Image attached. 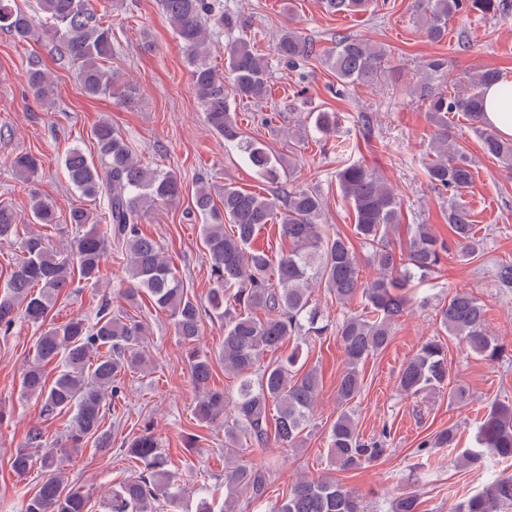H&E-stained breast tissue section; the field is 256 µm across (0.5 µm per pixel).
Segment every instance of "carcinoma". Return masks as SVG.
<instances>
[{
    "mask_svg": "<svg viewBox=\"0 0 512 512\" xmlns=\"http://www.w3.org/2000/svg\"><path fill=\"white\" fill-rule=\"evenodd\" d=\"M369 2L324 0V5L331 13H360L367 10ZM162 6L186 52L206 122L278 192L263 196L228 182L216 200L211 186L196 189L194 209L205 219L201 244L211 276L204 305L184 288L161 245L141 230V222L153 206L180 198V178L143 163L112 123L101 120L92 129L98 160L73 148L64 166L69 181L84 197L106 198V228L97 226L93 212L76 207L69 214L74 236L66 247L57 249L47 236L27 224L20 225L10 206L0 205V239H13L20 248V259L0 288V331L9 333L20 314L43 326L59 293L76 277L98 285L103 260L108 251H115L124 263L127 287L120 290L123 299L134 307L142 296H148L157 309L168 313L175 335L189 346L190 375L198 391L193 414L201 423H219L224 428V461H234V466L224 469V509L236 512L241 496L262 498L275 476L269 464L242 459L243 450L263 453L272 446H295L319 395L318 373L300 365L299 349L268 362L264 355L276 353L291 340L302 338L312 343L334 333L345 356V368L336 383V401L340 406L351 403L362 389L360 365L389 345L393 326L410 309L414 282L436 273L450 247L427 224L415 225L405 243L395 245L400 200L374 170L349 163L337 173V185L353 209L355 234L368 251V262L378 270L377 277L363 278L350 240L323 229V196L307 188L284 187L287 175L282 160L265 144L245 137L236 119L237 102L259 104L267 99L271 78L267 58L240 37L225 47L224 70L209 61L211 36L223 29L242 32L250 27V20L224 11L221 0H162ZM502 8L497 0H415L421 31L431 42L448 37V21L456 15ZM0 29L20 40L41 31L55 44L59 59L75 68L86 96L108 94L133 103L134 85L105 66L116 53L112 28L104 25L89 0H37V10L32 13L17 8L13 0H0ZM275 53L280 64L296 72L317 56V47L286 27L276 40ZM386 57L385 50L365 40L338 34L325 62L340 83L372 85L385 73ZM500 81L502 96L511 100L512 85L502 81L494 69L482 71L466 88L451 92L420 86V97L434 126L432 157L425 173L437 189L450 194L448 225L462 258L474 255L479 246L470 211L457 201L471 184L473 171L466 155L450 144L448 115L458 114L470 121L480 134L485 153L511 166L512 141L501 138L483 119L484 89ZM27 84L37 101L54 95L51 75L34 62L27 70ZM307 118L313 121L318 141L326 143L336 136L339 113L310 112ZM11 167L18 178L27 180L38 172L41 159L33 153L20 154L12 159ZM30 214L35 224L57 225L53 204L38 196L31 199ZM265 224L278 225L280 235L288 240V250L272 254L254 248V237ZM316 288L324 289L339 305L359 299L365 312L346 315L335 324L312 304ZM205 311L224 331L219 359L238 381L230 395L210 387L213 359L196 346ZM439 315L445 331L459 337L470 352L491 361L505 355L504 345L486 328L484 306L472 293L455 291ZM147 335V323L121 309L112 311L106 299L92 320L76 317L60 325L50 324L37 339L33 359L21 379V391L40 400L41 414L47 419L70 415V447L79 448L84 440L93 438L98 447L109 448L111 437L102 429L105 409L123 396L121 376L146 366L143 342ZM58 358L63 359V368L49 383L45 368ZM398 388L413 397L443 389L454 401L468 395L463 385L451 383L447 351L436 339L422 343L403 365ZM456 434V428L450 426L420 447H451ZM478 443L479 447L462 456L463 464L480 467L488 458L512 460V405H491L479 426ZM30 448L40 452L43 479L26 500L25 512H88L89 494L68 484L58 445L45 439L39 428L29 432L27 448L12 456L15 473L22 476L32 466ZM387 452L384 440L366 443L359 438L354 418L346 410L330 428V459L341 470L358 469ZM126 455L137 470L112 488L110 512L175 507L184 487L167 468L150 426L127 442ZM511 507L512 473L484 485L464 499L456 512H503ZM270 512H364V508L333 479L303 478L290 486L288 495L275 502Z\"/></svg>",
    "mask_w": 512,
    "mask_h": 512,
    "instance_id": "1",
    "label": "carcinoma"
}]
</instances>
